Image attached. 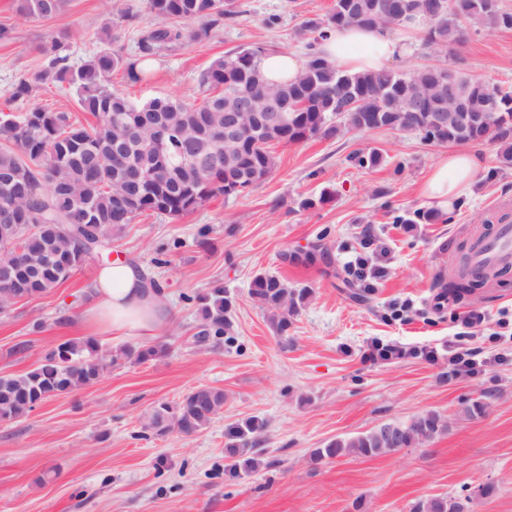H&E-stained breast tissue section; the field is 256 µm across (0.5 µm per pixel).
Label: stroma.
Here are the masks:
<instances>
[{
  "mask_svg": "<svg viewBox=\"0 0 512 512\" xmlns=\"http://www.w3.org/2000/svg\"><path fill=\"white\" fill-rule=\"evenodd\" d=\"M332 2L236 0V16L198 41L157 51L139 82L114 72L112 88L134 101L189 99L200 73L239 48L305 56L300 26L324 19ZM17 5L0 0V111L13 115L42 106L93 123L75 90L43 86L20 101L11 94L41 69L51 39H66L76 69L100 48L103 27L112 30L113 49L135 55L141 33L160 25L146 0H69L56 17L34 21ZM445 60L510 86L512 29L470 31ZM372 149L383 156L379 166L355 165L354 153ZM271 151L273 169L246 193L176 218L139 216L113 240V257L160 288L173 321L155 340L169 351L113 365L98 383L0 422V512H411L420 500L460 497L485 483L494 494L473 499L468 512H512V344L498 348L505 363L475 377H449L445 363L420 356H367L374 340L444 348L461 336L482 349L487 329L461 326L469 310L492 322L512 320V284L483 289L470 303L436 286L451 277V249L481 227L489 204L512 199V169L480 181L452 213L434 211L426 222L419 215L432 209L420 189L451 145H428L411 132L346 131ZM370 239L386 243L388 254L369 291L345 264ZM101 265L89 261L41 298L0 315V373L27 372L57 344L90 335L83 314ZM263 272L311 291L287 338L250 295ZM217 282L231 302L232 328L202 343L198 298ZM202 386L224 391V412L205 430L159 436L146 427L155 406ZM484 394L487 414L462 419L463 403ZM427 412L439 413L448 428L423 445L310 460L332 439ZM249 421L261 425L253 435L258 467L232 478L224 450Z\"/></svg>",
  "mask_w": 512,
  "mask_h": 512,
  "instance_id": "35a3bbf8",
  "label": "stroma"
}]
</instances>
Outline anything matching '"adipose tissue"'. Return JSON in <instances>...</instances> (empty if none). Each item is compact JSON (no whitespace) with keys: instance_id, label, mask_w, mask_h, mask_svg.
<instances>
[{"instance_id":"ef3b65f1","label":"adipose tissue","mask_w":512,"mask_h":512,"mask_svg":"<svg viewBox=\"0 0 512 512\" xmlns=\"http://www.w3.org/2000/svg\"><path fill=\"white\" fill-rule=\"evenodd\" d=\"M323 58L354 73L385 70L389 63L411 55V37L384 28H333L320 41ZM484 170V161L472 151H458L438 163L422 186L421 194L440 208L452 207L466 196ZM86 319L103 330L161 333L171 320L158 293L145 286L131 265L112 263L101 267L93 282V303Z\"/></svg>"}]
</instances>
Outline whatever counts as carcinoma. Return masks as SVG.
Listing matches in <instances>:
<instances>
[{
    "label": "carcinoma",
    "mask_w": 512,
    "mask_h": 512,
    "mask_svg": "<svg viewBox=\"0 0 512 512\" xmlns=\"http://www.w3.org/2000/svg\"><path fill=\"white\" fill-rule=\"evenodd\" d=\"M149 13L165 24L148 31L140 39V56L125 58L105 47L84 65L68 64L70 46L58 39L43 48L46 63L32 80H22L13 98L32 95L42 85L68 86L76 90L80 108L97 122L85 126L71 121L66 112L40 106L23 115L0 117V248L19 250L28 260L24 271L0 267V314L24 299L34 301L66 281L78 266L112 247V239L138 216L153 212L179 217L203 203L224 194L222 146L214 143L224 131L225 95L232 89L260 94L271 84L265 79L259 59L260 47H244L209 64L199 75L201 99L188 102L171 97H154L133 102L109 87L112 74L123 71L136 82L143 63L156 48L199 39L220 19L237 14L235 0H146ZM382 0H334L323 22L308 20L304 27L316 33L306 46L307 61L301 76L277 85L288 95V138L295 144L313 136H332L342 128L356 130L361 121L374 129L402 130L399 113L410 111L409 102L416 80L428 84L423 97L433 100L439 85L454 82L470 108L488 117L486 128L459 134L453 130L438 137L422 134L435 145H470L492 141L498 145L497 166L487 173L492 180L498 171L512 169V93L498 89L461 69L432 65L422 73L383 70L353 74L324 60L317 44L336 26L395 29L405 24L421 26L423 46L433 53L460 44L467 32L480 28L512 29V11L498 0H454V8L441 14L434 9L438 0H406V8L389 18L378 15ZM66 0H20L19 13L26 19H47L64 10ZM200 23L190 29L182 23ZM142 113H156L169 119L181 135H173L166 160L144 148L149 131L138 126ZM132 135L122 152L115 153L113 135ZM167 163L175 176L165 182L153 178L161 163ZM241 166L248 174L262 179L270 173L273 156L270 146L253 141L242 149ZM134 170L140 174L138 202L129 209L120 207L119 195L125 184L115 183L117 172ZM499 274L475 279L459 274L448 283L438 282L458 299H465L484 288ZM306 288H291L276 275L261 273L253 279L251 296L270 314L278 335L288 332L291 318L308 300ZM202 315L198 339L222 336L230 327L228 299L224 287L216 283L200 297ZM164 344L104 348L92 339H68L50 349L32 370L23 374L0 373V422L13 421L38 403L97 383L105 372L120 361L143 363L162 356ZM484 398L472 399L461 409V416L476 419L485 414ZM224 411V391L198 387L174 403H162L149 415V426L158 435L168 433L175 421L179 433L189 436L205 429ZM447 427L435 412L417 416L401 425L385 424L365 433L338 438L311 453L319 463L344 456L371 457L387 452L382 442L387 430L400 448L422 445ZM260 425L251 422L237 432L236 443L225 449L227 471L238 477L257 466L256 449L249 435ZM493 486L484 484L464 498L435 496L419 501L413 512H466L465 504L486 497Z\"/></svg>",
    "instance_id": "carcinoma-1"
}]
</instances>
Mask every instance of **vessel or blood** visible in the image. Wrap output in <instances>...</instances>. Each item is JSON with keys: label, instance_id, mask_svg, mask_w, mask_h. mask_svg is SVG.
Returning <instances> with one entry per match:
<instances>
[{"label": "vessel or blood", "instance_id": "obj_1", "mask_svg": "<svg viewBox=\"0 0 512 512\" xmlns=\"http://www.w3.org/2000/svg\"><path fill=\"white\" fill-rule=\"evenodd\" d=\"M495 226L492 231L471 233L466 252V268L481 276L493 269L512 273V203L496 201L488 208Z\"/></svg>", "mask_w": 512, "mask_h": 512}]
</instances>
